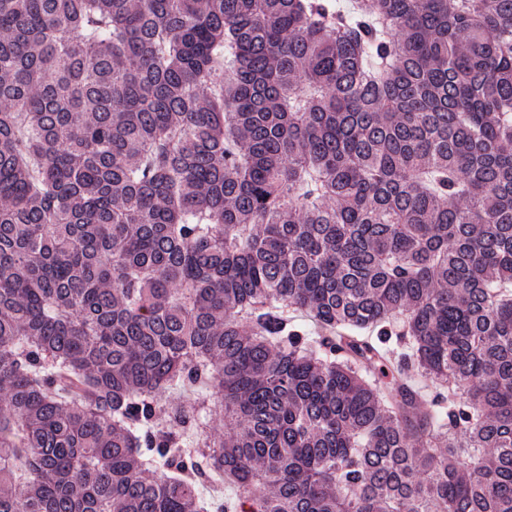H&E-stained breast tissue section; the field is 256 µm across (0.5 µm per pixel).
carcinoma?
Returning a JSON list of instances; mask_svg holds the SVG:
<instances>
[{"label": "carcinoma", "mask_w": 512, "mask_h": 512, "mask_svg": "<svg viewBox=\"0 0 512 512\" xmlns=\"http://www.w3.org/2000/svg\"><path fill=\"white\" fill-rule=\"evenodd\" d=\"M352 3L0 0V512H512V0Z\"/></svg>", "instance_id": "obj_1"}]
</instances>
